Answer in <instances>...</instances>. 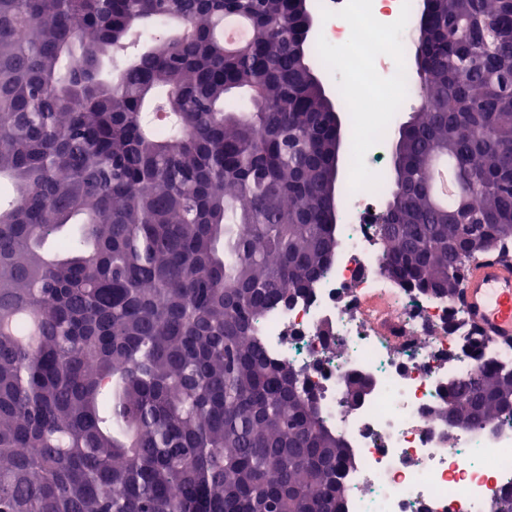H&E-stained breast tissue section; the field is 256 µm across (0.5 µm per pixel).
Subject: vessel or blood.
I'll list each match as a JSON object with an SVG mask.
<instances>
[{"label": "vessel or blood", "instance_id": "obj_1", "mask_svg": "<svg viewBox=\"0 0 512 512\" xmlns=\"http://www.w3.org/2000/svg\"><path fill=\"white\" fill-rule=\"evenodd\" d=\"M470 321L489 337L512 341V263L491 256L471 265L461 288Z\"/></svg>", "mask_w": 512, "mask_h": 512}]
</instances>
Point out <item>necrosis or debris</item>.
<instances>
[{
    "mask_svg": "<svg viewBox=\"0 0 512 512\" xmlns=\"http://www.w3.org/2000/svg\"><path fill=\"white\" fill-rule=\"evenodd\" d=\"M332 27L316 51L337 84L360 91L348 129L361 165L343 183L336 253L306 295L268 309L257 336L288 362L323 425L345 441L338 512H487L493 491H512V426L456 428L434 409L449 385L482 368L512 367V345L481 334L465 308L414 293L383 268L377 224L387 198L388 127L367 105L407 83L417 0H315ZM370 383L358 402L351 381Z\"/></svg>",
    "mask_w": 512,
    "mask_h": 512,
    "instance_id": "necrosis-or-debris-1",
    "label": "necrosis or debris"
}]
</instances>
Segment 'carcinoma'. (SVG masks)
<instances>
[{"label":"carcinoma","instance_id":"1","mask_svg":"<svg viewBox=\"0 0 512 512\" xmlns=\"http://www.w3.org/2000/svg\"><path fill=\"white\" fill-rule=\"evenodd\" d=\"M227 17L246 46L225 50ZM418 29L426 101L378 224L392 274L451 299L472 237L512 249V0H430ZM308 32L294 0H0V512H338L346 447L253 339L337 245L345 93ZM237 92L248 111L224 109ZM448 413L512 424V368L449 387ZM434 188L437 201L442 205L447 204L455 188L454 172L447 160H440L435 168Z\"/></svg>","mask_w":512,"mask_h":512}]
</instances>
